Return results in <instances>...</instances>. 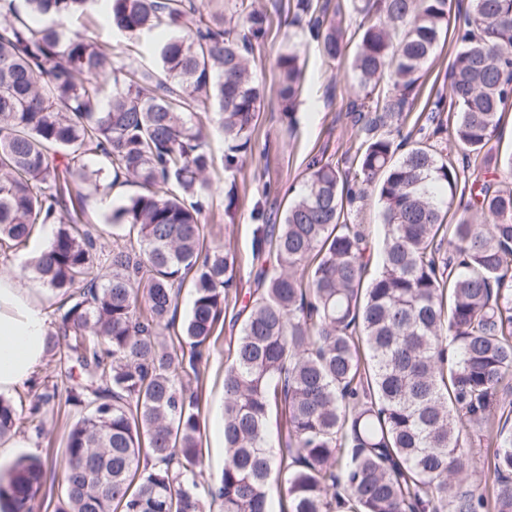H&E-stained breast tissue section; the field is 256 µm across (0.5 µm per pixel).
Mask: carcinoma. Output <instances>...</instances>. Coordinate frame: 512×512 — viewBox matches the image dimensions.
Wrapping results in <instances>:
<instances>
[{
	"label": "carcinoma",
	"mask_w": 512,
	"mask_h": 512,
	"mask_svg": "<svg viewBox=\"0 0 512 512\" xmlns=\"http://www.w3.org/2000/svg\"><path fill=\"white\" fill-rule=\"evenodd\" d=\"M97 9L125 40L110 52L63 31ZM288 25L327 66L344 30L327 3L292 0ZM353 103L359 143L348 170L312 156L280 224L252 209L257 288L224 364V470L204 486L202 378L211 337L239 300L237 257L201 221L224 139V213L253 153L261 90L249 55L271 20L251 0L230 18L196 0H0V247H25L38 225L58 228L31 267L59 297L46 350L67 365L28 410L0 398V438L41 436L42 409L78 413L66 439L55 512H512V190L497 186L512 155L482 177L438 148L480 155L512 100V0H353ZM157 65L135 58L161 29ZM458 49L447 91L403 133L442 35ZM287 125L303 93L297 46L277 60ZM389 75L392 91L375 93ZM112 173L140 191L112 215L105 251L80 207V186L106 191ZM375 196L377 268L351 221ZM460 212L445 222L451 209ZM193 301L176 323L178 296ZM284 437L273 448L272 420ZM493 476L471 470L475 444ZM48 469L21 457L0 473V502L33 512Z\"/></svg>",
	"instance_id": "obj_1"
}]
</instances>
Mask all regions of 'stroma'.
I'll return each mask as SVG.
<instances>
[{"label":"stroma","mask_w":512,"mask_h":512,"mask_svg":"<svg viewBox=\"0 0 512 512\" xmlns=\"http://www.w3.org/2000/svg\"><path fill=\"white\" fill-rule=\"evenodd\" d=\"M345 27V55L333 67H325L314 46L302 47L304 91L296 110L297 122L291 128L281 118V106L274 92L278 79L276 59L288 46L287 29L275 24L268 38L253 50L254 75L264 86L265 97L254 132L253 153L246 158L237 177L239 207L233 215L225 214L224 173L219 170L211 176L210 207L203 215L204 222L212 229L214 242L230 247L242 262L238 272L241 295H249L255 288L246 264L253 242L254 225L250 213L254 204L264 202L274 217H282L288 205L284 191L289 185L301 184L308 158L321 155L337 162L355 144V115L350 106L356 100L357 93L350 62L357 50L358 36L353 20H346ZM455 49L452 39L440 40L410 110L411 115H418L427 101L444 88L448 61ZM137 191V186L119 182L113 187L111 198L91 191L84 199H72L71 204L84 206L94 234L100 235L102 242L108 244L112 241L113 208L121 206ZM55 230V225H46L25 249L7 253L0 251V275L20 278L26 285L32 286L35 298L51 321L56 318L57 300L50 291L35 286L30 262ZM237 334L238 330L231 322L218 324L203 378L201 480L209 484L217 482L224 469V362L229 345ZM75 418V413L68 409L48 405L44 409L42 436L17 434L12 439L11 448L0 454L1 470L10 467L22 455L52 460V469L34 503L33 512H54L61 491L66 438Z\"/></svg>","instance_id":"1"}]
</instances>
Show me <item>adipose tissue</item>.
<instances>
[{
  "label": "adipose tissue",
  "mask_w": 512,
  "mask_h": 512,
  "mask_svg": "<svg viewBox=\"0 0 512 512\" xmlns=\"http://www.w3.org/2000/svg\"><path fill=\"white\" fill-rule=\"evenodd\" d=\"M46 317L29 289L0 276V394L28 383L46 358Z\"/></svg>",
  "instance_id": "adipose-tissue-1"
}]
</instances>
